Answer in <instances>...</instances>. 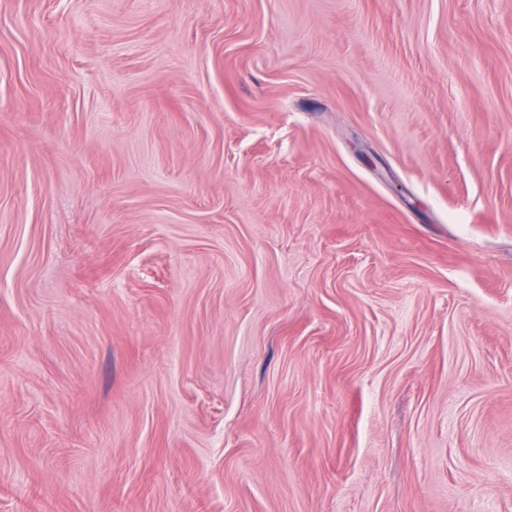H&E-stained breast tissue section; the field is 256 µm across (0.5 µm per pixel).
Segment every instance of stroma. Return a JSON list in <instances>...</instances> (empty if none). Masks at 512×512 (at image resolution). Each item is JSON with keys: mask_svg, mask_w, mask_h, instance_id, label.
I'll return each instance as SVG.
<instances>
[{"mask_svg": "<svg viewBox=\"0 0 512 512\" xmlns=\"http://www.w3.org/2000/svg\"><path fill=\"white\" fill-rule=\"evenodd\" d=\"M0 512H512V0H0Z\"/></svg>", "mask_w": 512, "mask_h": 512, "instance_id": "35a3bbf8", "label": "stroma"}]
</instances>
